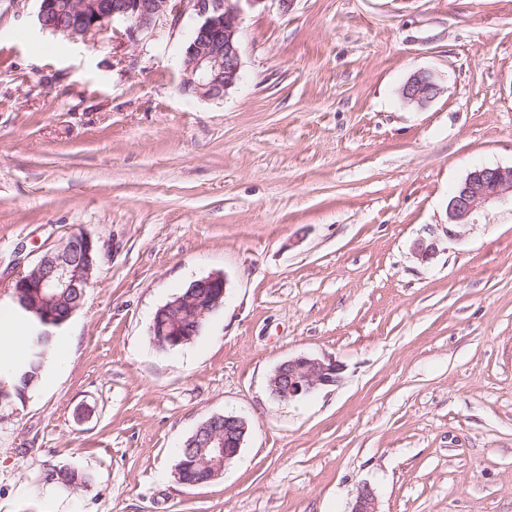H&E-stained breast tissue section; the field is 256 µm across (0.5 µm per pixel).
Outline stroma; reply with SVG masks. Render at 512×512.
I'll return each mask as SVG.
<instances>
[{
    "label": "stroma",
    "mask_w": 512,
    "mask_h": 512,
    "mask_svg": "<svg viewBox=\"0 0 512 512\" xmlns=\"http://www.w3.org/2000/svg\"><path fill=\"white\" fill-rule=\"evenodd\" d=\"M36 10L0 0V336L42 249L84 231L102 261L0 401V512H351L364 486L379 512H512V205L443 231L474 168L512 166V0H264L219 100L181 88L191 18L135 45ZM420 71L440 91L416 108ZM215 272L223 308L157 350V308ZM302 353L336 383L275 400ZM215 414L247 420L239 455L178 484ZM60 465L85 485L41 483ZM438 84L429 72H418L402 85L400 96L407 105L426 107L438 94Z\"/></svg>",
    "instance_id": "stroma-1"
}]
</instances>
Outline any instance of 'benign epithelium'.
I'll use <instances>...</instances> for the list:
<instances>
[{"mask_svg": "<svg viewBox=\"0 0 512 512\" xmlns=\"http://www.w3.org/2000/svg\"><path fill=\"white\" fill-rule=\"evenodd\" d=\"M36 24L45 32L62 34L76 41L100 34L116 23L124 25L121 38L139 43L166 21L177 29L185 16L195 20L190 39L184 47L183 90L207 100L221 99L241 79L239 30L243 6L255 7L265 0H71L66 8L56 0H37ZM439 87L429 72H418L402 85V100L418 108L426 107L438 94ZM512 202V166L481 167L471 171L450 196L447 224L465 226L487 206ZM97 244L93 237L79 231L61 243L42 251L32 266L41 278L23 280L16 277L13 291L28 290L45 298L71 290L87 292L93 286L82 262L93 265ZM221 284L208 305L196 311V320L206 319L224 305L226 279L212 274L198 281L208 286ZM339 365L330 359L300 354L279 364L269 379V390L275 399L288 402L309 395L315 390L336 383ZM248 433L247 421L237 415L224 416V433L207 436L196 449L194 460L211 466L214 477L222 475L239 454ZM352 512H378L374 492L364 486L357 494Z\"/></svg>", "mask_w": 512, "mask_h": 512, "instance_id": "benign-epithelium-1", "label": "benign epithelium"}]
</instances>
